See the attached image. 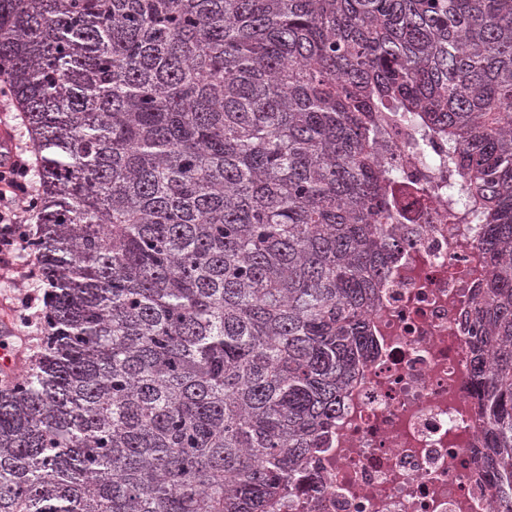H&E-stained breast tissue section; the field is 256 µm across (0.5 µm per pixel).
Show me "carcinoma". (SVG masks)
I'll use <instances>...</instances> for the list:
<instances>
[{
    "label": "carcinoma",
    "mask_w": 512,
    "mask_h": 512,
    "mask_svg": "<svg viewBox=\"0 0 512 512\" xmlns=\"http://www.w3.org/2000/svg\"><path fill=\"white\" fill-rule=\"evenodd\" d=\"M0 74L50 288L0 389V512H273L371 354L386 112L478 211L512 512V0H0Z\"/></svg>",
    "instance_id": "obj_1"
}]
</instances>
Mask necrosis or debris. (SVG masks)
I'll use <instances>...</instances> for the list:
<instances>
[{
  "label": "necrosis or debris",
  "mask_w": 512,
  "mask_h": 512,
  "mask_svg": "<svg viewBox=\"0 0 512 512\" xmlns=\"http://www.w3.org/2000/svg\"><path fill=\"white\" fill-rule=\"evenodd\" d=\"M381 166L404 214L389 273L366 314L373 355L275 512H496L484 387L470 362L488 277L448 143L415 120L383 119Z\"/></svg>",
  "instance_id": "1"
}]
</instances>
